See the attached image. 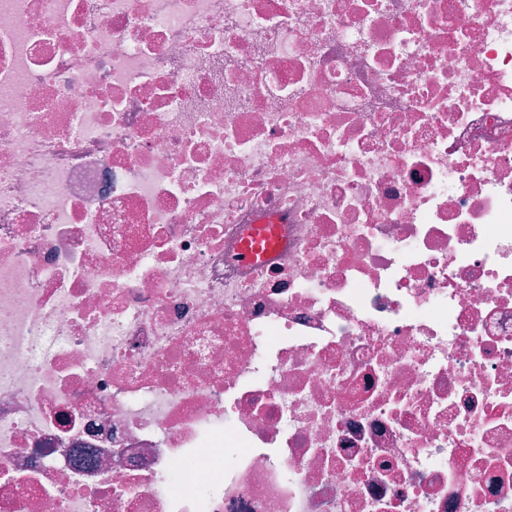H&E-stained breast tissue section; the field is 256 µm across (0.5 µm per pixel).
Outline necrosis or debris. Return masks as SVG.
Returning <instances> with one entry per match:
<instances>
[{"label": "necrosis or debris", "instance_id": "4bbe7bcc", "mask_svg": "<svg viewBox=\"0 0 512 512\" xmlns=\"http://www.w3.org/2000/svg\"><path fill=\"white\" fill-rule=\"evenodd\" d=\"M0 512H512V0H0ZM274 244L273 227L268 224L254 227L249 231L246 238L241 251L242 258L245 262H255L258 256H262L264 249H269Z\"/></svg>", "mask_w": 512, "mask_h": 512}]
</instances>
